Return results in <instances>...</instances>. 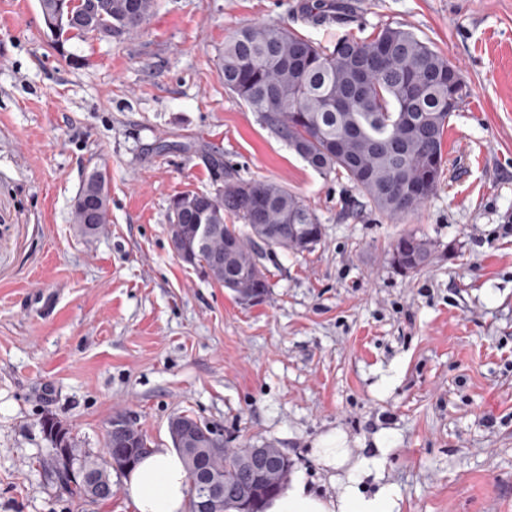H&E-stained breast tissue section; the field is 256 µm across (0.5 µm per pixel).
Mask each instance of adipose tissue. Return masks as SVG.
<instances>
[{
  "mask_svg": "<svg viewBox=\"0 0 512 512\" xmlns=\"http://www.w3.org/2000/svg\"><path fill=\"white\" fill-rule=\"evenodd\" d=\"M315 446L325 466L343 468L340 495L322 497L298 477L269 503L266 512H399L398 494L393 486L385 485L372 493L361 490V476L370 460L350 459L344 433L330 430L318 438ZM124 485L134 512H185L187 470L180 454L171 449H152L126 471Z\"/></svg>",
  "mask_w": 512,
  "mask_h": 512,
  "instance_id": "ef3b65f1",
  "label": "adipose tissue"
}]
</instances>
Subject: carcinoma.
<instances>
[{"label":"carcinoma","instance_id":"cac0c4a2","mask_svg":"<svg viewBox=\"0 0 512 512\" xmlns=\"http://www.w3.org/2000/svg\"><path fill=\"white\" fill-rule=\"evenodd\" d=\"M72 2L75 16L92 13L93 23L74 27L75 35L99 30L125 37L152 15L154 0H39L43 17H65L59 4ZM334 0H305L302 11L320 22L335 13ZM225 87L258 113L270 128L321 175H345L367 202L390 219L415 211L433 196L444 165V135L469 88L457 66L432 44L402 25L381 28L371 39L346 37L333 50L298 35L287 26L262 22L240 28L224 42ZM81 193L99 197L96 223H83L74 210L78 232L102 233L110 223L107 183L91 173ZM220 213L224 219L211 237H196L192 224L200 213ZM171 244L199 266L216 284L237 299L268 296L270 284L261 259L277 251L310 252L322 241V224L315 211L296 193L274 181H233L220 195L184 192L170 204ZM434 243L414 231L390 243L398 255V271L413 274L429 265ZM174 419L198 429V447L223 479L224 488L265 512L267 503L287 485L293 463L279 448L267 449L281 461L278 469L258 480L251 459L224 447L220 435L191 415ZM74 448L75 463L102 467L64 428ZM127 448L112 449L111 469L125 471L149 452L147 435L139 427L126 438Z\"/></svg>","mask_w":512,"mask_h":512}]
</instances>
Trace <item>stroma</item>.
I'll return each instance as SVG.
<instances>
[{"label": "stroma", "mask_w": 512, "mask_h": 512, "mask_svg": "<svg viewBox=\"0 0 512 512\" xmlns=\"http://www.w3.org/2000/svg\"><path fill=\"white\" fill-rule=\"evenodd\" d=\"M299 2L155 0L136 33L60 48L39 0H0V512H132L117 471L108 500L59 488L48 412L98 458L114 413L156 448L187 413L225 447L281 449L332 498L317 438L339 430L358 458L383 435L365 492L394 485L400 512H512V0H351V23L320 27ZM261 21L328 49L402 25L460 68L469 95L428 201L380 215L225 89V39ZM96 169L111 222L88 239L74 201ZM225 176L283 184L323 226L314 251L265 260L254 306L169 240L172 198ZM408 231L436 251L406 276L388 246Z\"/></svg>", "instance_id": "obj_1"}]
</instances>
